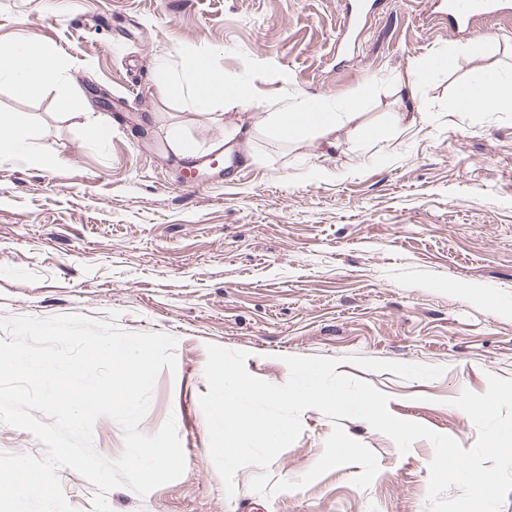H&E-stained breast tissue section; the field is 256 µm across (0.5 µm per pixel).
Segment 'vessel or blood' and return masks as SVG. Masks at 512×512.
<instances>
[{
    "mask_svg": "<svg viewBox=\"0 0 512 512\" xmlns=\"http://www.w3.org/2000/svg\"><path fill=\"white\" fill-rule=\"evenodd\" d=\"M341 4L336 44L343 48L359 25L365 5L363 0H341ZM427 5L431 16L443 20L464 39L487 32L490 22L512 15V0H427Z\"/></svg>",
    "mask_w": 512,
    "mask_h": 512,
    "instance_id": "vessel-or-blood-1",
    "label": "vessel or blood"
}]
</instances>
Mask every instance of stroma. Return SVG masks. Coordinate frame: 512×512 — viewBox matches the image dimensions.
<instances>
[{"instance_id":"35a3bbf8","label":"stroma","mask_w":512,"mask_h":512,"mask_svg":"<svg viewBox=\"0 0 512 512\" xmlns=\"http://www.w3.org/2000/svg\"><path fill=\"white\" fill-rule=\"evenodd\" d=\"M338 13V0H0V46L48 44L84 102L67 117L56 87L22 98L0 85V113L25 116L34 151L59 159L38 169L0 158V318L82 315L178 340L177 370L158 375L139 429L174 419L185 472L143 497L113 489V512H426L432 444L400 454L356 418L341 424L378 459L368 488L347 465L266 497L250 490V466L227 496L200 407L207 344L248 352L247 371L272 384L288 378L284 357L337 359V373L388 395L394 416L466 449L477 430L452 399L484 393L489 375L512 378V111L456 108L475 70L512 67V19L452 69L430 70L413 122L395 131L400 78L461 40L422 0H380L340 56ZM202 49L249 84L247 111L359 95L361 130L333 147L259 139L247 163L181 187L170 127L198 157L224 128L163 99L156 64L183 76ZM353 355L445 371L403 380L348 364ZM301 423L270 484L320 458L331 420L309 409Z\"/></svg>"}]
</instances>
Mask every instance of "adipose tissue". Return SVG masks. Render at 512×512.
Listing matches in <instances>:
<instances>
[{"mask_svg": "<svg viewBox=\"0 0 512 512\" xmlns=\"http://www.w3.org/2000/svg\"><path fill=\"white\" fill-rule=\"evenodd\" d=\"M157 86L162 97L182 100L205 110L221 103L225 107H240L251 99L246 85L231 82L218 72L206 52H199L188 62V77L180 79L165 68H158ZM68 75L60 66L55 52L47 46L21 42L0 48V84L9 85L20 97H26L47 86L60 87L58 101L68 115H78L81 102L65 92ZM362 100L352 96L342 107L327 100H299L261 113L251 125L230 123L224 127L226 140L238 135L247 139L263 136L284 144L301 138L314 140L339 133L361 116ZM459 108L471 112H499L512 108V73L498 70L474 72L458 93ZM32 127L26 117L14 112L0 113V155L13 158L27 167L49 168L53 157L34 153L29 140Z\"/></svg>", "mask_w": 512, "mask_h": 512, "instance_id": "obj_1", "label": "adipose tissue"}]
</instances>
